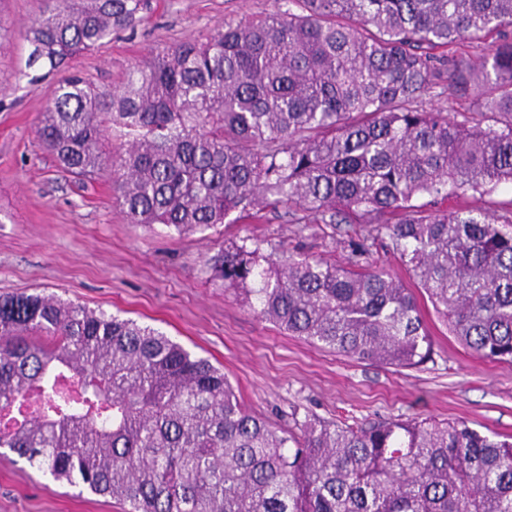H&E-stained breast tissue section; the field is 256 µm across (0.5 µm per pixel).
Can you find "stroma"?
<instances>
[{
	"instance_id": "obj_1",
	"label": "stroma",
	"mask_w": 512,
	"mask_h": 512,
	"mask_svg": "<svg viewBox=\"0 0 512 512\" xmlns=\"http://www.w3.org/2000/svg\"><path fill=\"white\" fill-rule=\"evenodd\" d=\"M49 0H0V295L34 291L131 318L164 332L222 368L239 399L274 427L305 414L346 424L433 417L512 438V364L479 358L423 303L433 341L417 368L361 361L316 347L261 320L225 287L209 260L229 245L321 256L341 266L376 264L401 274L386 232L371 224H293L283 209L230 214L189 234L132 224L120 211L113 173L80 182L58 168L35 135L50 81L18 80L22 32ZM136 26L79 56L101 87L185 39L227 23L285 10L286 0H152ZM365 242L358 254L354 245ZM123 503L52 481L0 448V512H125Z\"/></svg>"
}]
</instances>
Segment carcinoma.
I'll return each mask as SVG.
<instances>
[{"label": "carcinoma", "instance_id": "cac0c4a2", "mask_svg": "<svg viewBox=\"0 0 512 512\" xmlns=\"http://www.w3.org/2000/svg\"><path fill=\"white\" fill-rule=\"evenodd\" d=\"M287 2L101 88L69 61L150 0H52L23 32L20 74L58 76L38 138L80 180L117 166L132 224L184 234L269 205L295 224L372 216L450 332L512 363V209L414 204L512 185V0ZM486 42L481 60L461 51ZM445 79L469 101L459 120L422 106ZM211 270L290 336L401 368L431 359L417 297L383 267L242 245ZM11 410L0 448L128 512H512V442L432 418L276 430L163 332L55 294L0 296Z\"/></svg>", "mask_w": 512, "mask_h": 512}]
</instances>
